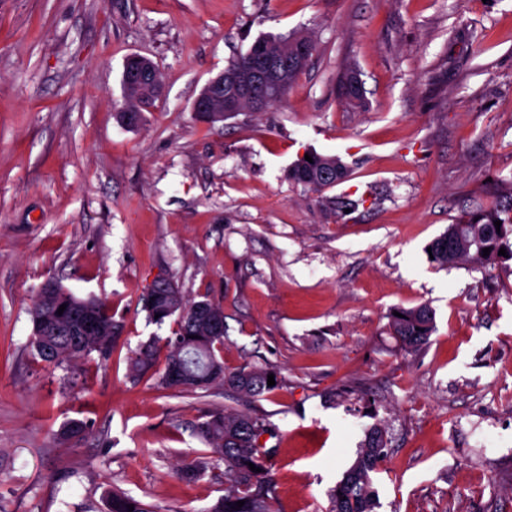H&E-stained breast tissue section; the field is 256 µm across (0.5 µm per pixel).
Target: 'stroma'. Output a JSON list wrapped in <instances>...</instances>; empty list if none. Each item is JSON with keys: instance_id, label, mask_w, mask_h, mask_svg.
<instances>
[{"instance_id": "stroma-1", "label": "stroma", "mask_w": 512, "mask_h": 512, "mask_svg": "<svg viewBox=\"0 0 512 512\" xmlns=\"http://www.w3.org/2000/svg\"><path fill=\"white\" fill-rule=\"evenodd\" d=\"M316 51L262 112L208 122L202 86L259 36ZM163 80L138 127L120 124L131 54ZM355 65L366 105L338 93ZM348 181L322 195L287 178L307 152ZM365 196L337 215L334 197ZM512 206V0H0V512H104L118 489L157 512H203L223 461L198 426L231 407L277 434L272 512H330V494L382 428L374 512H512V261L442 269L448 225ZM224 309V366L280 386L248 399L132 377L129 359L174 322L148 321L156 279ZM106 300L107 362L54 366L31 345L46 280ZM435 331L405 352L398 308ZM72 420L91 422L80 441ZM404 318L391 315L393 335L407 352H415L428 344L435 330L434 314L428 305L412 309H397Z\"/></svg>"}]
</instances>
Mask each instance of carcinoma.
<instances>
[{
    "label": "carcinoma",
    "mask_w": 512,
    "mask_h": 512,
    "mask_svg": "<svg viewBox=\"0 0 512 512\" xmlns=\"http://www.w3.org/2000/svg\"><path fill=\"white\" fill-rule=\"evenodd\" d=\"M262 51L272 64L274 80L269 88L272 106L284 99L298 75L306 68L315 52V45L304 35L260 36L243 53L233 57L218 76L224 82V95L235 94L233 78L252 68L254 54ZM124 104L118 109L119 121L129 127L137 126L142 113L155 107L162 93L159 73L152 74L144 85H122ZM313 162L300 160L288 169V180L306 190L321 194L344 182L347 166L335 156L310 153ZM500 220L498 209L490 207L479 216L448 225L431 243V262L454 268L471 261L481 267L494 265L506 258L512 259V220ZM490 249L483 255V249ZM505 249L507 256L499 254ZM142 308L150 322L160 326L176 317L174 337L166 338L167 348L164 372L159 385L210 389L221 386L248 397H260L274 390L267 384L273 370L252 367L238 371L224 368L222 350L225 332L213 335L209 320L213 315H224V309L205 298L188 304L177 288H148L141 297ZM63 314H58L61 305ZM32 344L45 362L60 366L70 358L95 352L106 360L112 353L118 325L112 321V308L105 302L89 296L79 297L61 285L42 288L32 306ZM393 335L407 352H415L428 344L435 330L434 314L426 304L412 309H400L391 316ZM160 338L155 336L130 358V369L139 376L150 370L156 359ZM272 432V424L259 415L238 414L217 410L199 427V433L211 452L224 461L225 470L232 474L233 483L224 497L203 512H270L269 499L273 480L266 452L256 446L258 437ZM386 448L382 429H372L356 460L336 484L332 494L331 512H373L376 492L371 473L384 457ZM259 471L254 472L249 464ZM245 501L241 508L236 502ZM134 510H129V506ZM106 512H157L147 504L122 492H109Z\"/></svg>",
    "instance_id": "carcinoma-1"
}]
</instances>
